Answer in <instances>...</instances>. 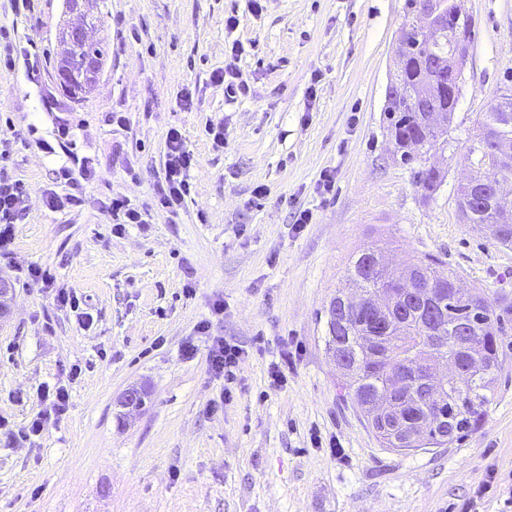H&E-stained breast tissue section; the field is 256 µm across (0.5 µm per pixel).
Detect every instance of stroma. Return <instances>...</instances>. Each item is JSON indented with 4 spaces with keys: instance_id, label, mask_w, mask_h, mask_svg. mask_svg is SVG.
<instances>
[{
    "instance_id": "obj_1",
    "label": "stroma",
    "mask_w": 512,
    "mask_h": 512,
    "mask_svg": "<svg viewBox=\"0 0 512 512\" xmlns=\"http://www.w3.org/2000/svg\"><path fill=\"white\" fill-rule=\"evenodd\" d=\"M404 3L264 0L257 14L250 0H99L109 55L91 93L70 98L50 67L36 84L21 68L0 75V176L21 181L27 206L0 256L13 288L0 320V512H512V323L482 426L427 450L380 444L326 346V309L370 245L393 267L435 255L438 273L512 303V249L463 223L457 198L483 114L512 85V0H463L478 32L448 143L427 157L446 173L428 198L383 123ZM64 20L63 0L18 14L0 0L11 44L41 57H55ZM236 42L252 92L230 102L210 74ZM59 116L96 174L82 206L54 212L46 197L66 188L41 144ZM209 123L223 126L222 148ZM172 127L199 160L175 214L150 207ZM325 169L335 187L323 194ZM116 196L150 208L147 223L114 231L103 203ZM305 209L312 223H296ZM35 264L55 287L29 279ZM61 288L78 308L58 302ZM216 337L244 352L229 385L209 367ZM284 352L274 391L267 368ZM48 385L67 387L65 413L40 399ZM132 386L146 394L137 409L123 403ZM40 412L43 430L28 432Z\"/></svg>"
}]
</instances>
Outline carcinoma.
Masks as SVG:
<instances>
[{
    "instance_id": "carcinoma-1",
    "label": "carcinoma",
    "mask_w": 512,
    "mask_h": 512,
    "mask_svg": "<svg viewBox=\"0 0 512 512\" xmlns=\"http://www.w3.org/2000/svg\"><path fill=\"white\" fill-rule=\"evenodd\" d=\"M414 2L405 0L398 45L402 67L395 78L405 103L383 109L386 128L396 144L407 139L419 144L401 150L406 164L422 161L447 143L448 127L425 126L422 108L415 106V100L425 92L427 107L454 112L456 100L448 95V81L456 56L463 55L458 50L459 36L470 42L476 37L472 17L455 12L433 40L418 38L416 29L423 18L414 13ZM497 139L512 141V110L492 105L484 113L480 139L470 148L478 154L474 181L479 184L499 178L500 172L488 168L486 160ZM442 179V173L433 167L423 170L419 184L424 195L431 196ZM459 200L467 201L471 223L488 230L497 244L512 248V203L502 206L487 196L479 198L466 185L460 187ZM377 254L371 246L361 250L348 269L346 287L360 290L363 300L372 302L387 298L394 282L409 278L424 288L436 289L439 320L428 319L417 304H398L381 313L386 332L375 335L368 312L333 320L332 307L342 306L346 299L339 290L327 309L328 350L339 348L346 353L345 386L367 423H372L379 405L387 404L410 423L420 422L414 448L459 442L479 428L492 401L494 373L499 366L498 336L503 333L501 315L488 298L458 288L455 275H434V260L428 256L413 257L392 273L378 261ZM440 361L451 363L456 374L430 393L424 383Z\"/></svg>"
}]
</instances>
